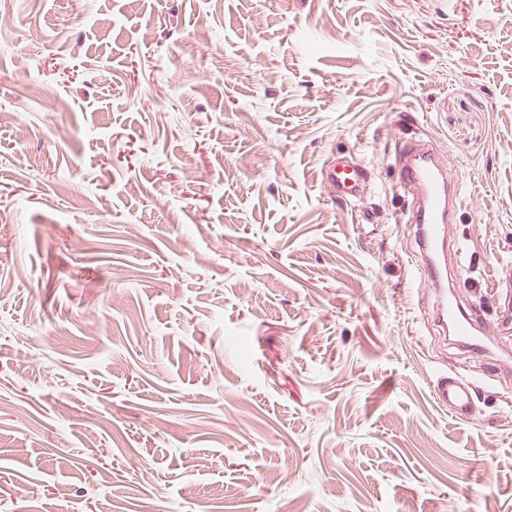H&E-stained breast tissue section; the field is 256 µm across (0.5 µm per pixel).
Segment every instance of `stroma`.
Segmentation results:
<instances>
[{"mask_svg":"<svg viewBox=\"0 0 512 512\" xmlns=\"http://www.w3.org/2000/svg\"><path fill=\"white\" fill-rule=\"evenodd\" d=\"M0 512H512V0H9ZM454 161L448 343L408 140ZM362 167L357 201L321 180ZM463 372V418L431 394Z\"/></svg>","mask_w":512,"mask_h":512,"instance_id":"1","label":"stroma"}]
</instances>
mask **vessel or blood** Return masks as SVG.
Here are the masks:
<instances>
[{"label":"vessel or blood","instance_id":"obj_1","mask_svg":"<svg viewBox=\"0 0 512 512\" xmlns=\"http://www.w3.org/2000/svg\"><path fill=\"white\" fill-rule=\"evenodd\" d=\"M454 165L445 155L420 140L410 141L399 157L400 183H416L421 197L404 212L408 223L417 225L422 252V274L434 288L442 290L447 271L439 262L444 250L443 224L452 221L461 206L454 179ZM364 172L356 165H335L326 174L335 187L336 196L354 198ZM439 320L450 324L453 335L461 342L475 344L478 322L467 317L457 299L442 295L438 304ZM435 399L456 418L463 417L476 393L475 386L455 375H440L434 386Z\"/></svg>","mask_w":512,"mask_h":512}]
</instances>
